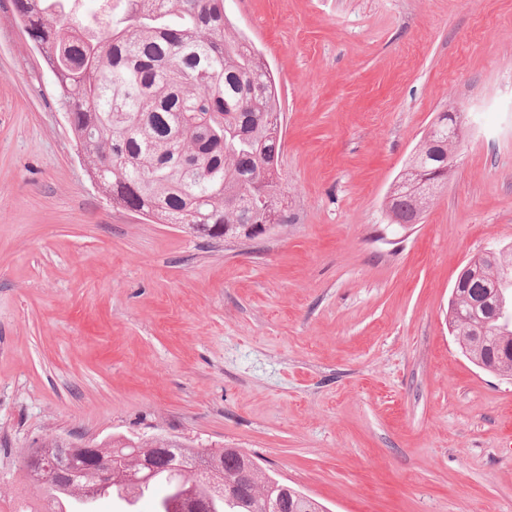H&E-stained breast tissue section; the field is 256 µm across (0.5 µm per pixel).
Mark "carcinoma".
<instances>
[{
    "label": "carcinoma",
    "instance_id": "1",
    "mask_svg": "<svg viewBox=\"0 0 512 512\" xmlns=\"http://www.w3.org/2000/svg\"><path fill=\"white\" fill-rule=\"evenodd\" d=\"M79 0H12L15 16L39 46L55 78L57 98L69 113L73 140L112 206L157 224H179L210 240H252L290 220L283 208L279 156L283 114L277 85L259 53L227 32L224 0H100L83 17ZM448 127L420 143L409 167L432 182L444 164ZM423 191L402 186L391 192L392 223H418L430 202ZM485 269L463 282L460 323L454 336L473 329L469 302L487 320L472 359L496 363L512 377V362L501 361L502 341L512 337V319L491 320L495 302L512 309V251L491 248ZM117 466L137 448H163L175 458L182 484L161 498L156 512H173L171 502L194 485L195 495L217 498L207 484L186 477L202 453L176 438L154 435L114 439ZM239 452L227 450L218 472L230 478ZM260 473L235 507L210 512H273L277 493ZM295 512H324L297 488Z\"/></svg>",
    "mask_w": 512,
    "mask_h": 512
}]
</instances>
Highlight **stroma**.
Here are the masks:
<instances>
[{
	"mask_svg": "<svg viewBox=\"0 0 512 512\" xmlns=\"http://www.w3.org/2000/svg\"><path fill=\"white\" fill-rule=\"evenodd\" d=\"M284 113L290 222L209 241L113 207L0 0V512L50 433L237 448L326 512H512V379L448 332L512 246V0H224ZM465 116L420 223L385 199ZM463 123V113L448 111V125L450 127L449 141H454L457 145L459 144ZM448 125L447 127L441 126L440 132L435 131L431 139H424L423 142L417 146L412 156L408 167L416 169L418 171L416 176H419L420 179H425V182L422 184L423 186L430 187L431 182L437 180V178L432 175V170L444 164L443 158L439 154H448V175L442 177V179L448 180L452 171L455 155L454 153H448ZM416 176H413L412 179H415Z\"/></svg>",
	"mask_w": 512,
	"mask_h": 512,
	"instance_id": "stroma-1",
	"label": "stroma"
}]
</instances>
